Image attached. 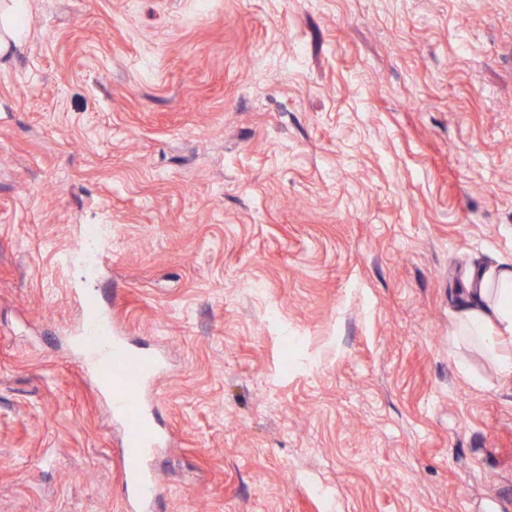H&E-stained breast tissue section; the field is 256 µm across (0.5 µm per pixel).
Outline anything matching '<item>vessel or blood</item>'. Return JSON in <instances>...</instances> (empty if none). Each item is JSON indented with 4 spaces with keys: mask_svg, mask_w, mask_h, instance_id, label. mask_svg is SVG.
Listing matches in <instances>:
<instances>
[{
    "mask_svg": "<svg viewBox=\"0 0 512 512\" xmlns=\"http://www.w3.org/2000/svg\"><path fill=\"white\" fill-rule=\"evenodd\" d=\"M82 347L94 374L105 375L110 384L112 412L124 424L127 452L123 477L129 489L130 512H144L157 494V480L149 470V455L160 448L163 438L150 424L146 397L154 381L152 358L137 355L112 333L111 324H93L84 332Z\"/></svg>",
    "mask_w": 512,
    "mask_h": 512,
    "instance_id": "obj_1",
    "label": "vessel or blood"
}]
</instances>
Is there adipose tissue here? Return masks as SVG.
Listing matches in <instances>:
<instances>
[{"mask_svg":"<svg viewBox=\"0 0 512 512\" xmlns=\"http://www.w3.org/2000/svg\"><path fill=\"white\" fill-rule=\"evenodd\" d=\"M452 334L474 347L497 373L512 377V263L469 266L455 299Z\"/></svg>","mask_w":512,"mask_h":512,"instance_id":"obj_1","label":"adipose tissue"}]
</instances>
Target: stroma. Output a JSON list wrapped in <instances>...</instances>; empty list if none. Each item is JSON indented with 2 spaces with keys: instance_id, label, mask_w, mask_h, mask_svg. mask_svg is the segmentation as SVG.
Segmentation results:
<instances>
[{
  "instance_id": "obj_1",
  "label": "stroma",
  "mask_w": 512,
  "mask_h": 512,
  "mask_svg": "<svg viewBox=\"0 0 512 512\" xmlns=\"http://www.w3.org/2000/svg\"><path fill=\"white\" fill-rule=\"evenodd\" d=\"M0 54V512H125L85 319L159 352L149 512H512V0H27ZM99 229L107 256L75 253ZM462 282L455 298L452 336L457 344L478 349L500 376L511 378L512 263L471 265Z\"/></svg>"
}]
</instances>
